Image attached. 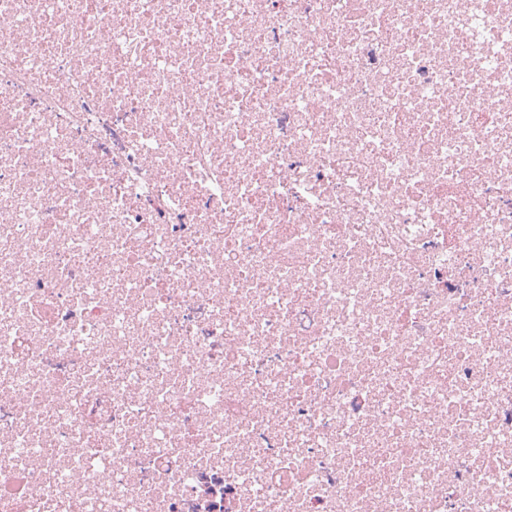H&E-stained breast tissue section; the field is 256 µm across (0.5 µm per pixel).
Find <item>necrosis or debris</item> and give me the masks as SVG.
Wrapping results in <instances>:
<instances>
[{"label":"necrosis or debris","mask_w":512,"mask_h":512,"mask_svg":"<svg viewBox=\"0 0 512 512\" xmlns=\"http://www.w3.org/2000/svg\"><path fill=\"white\" fill-rule=\"evenodd\" d=\"M0 512H512V0H0Z\"/></svg>","instance_id":"obj_1"}]
</instances>
